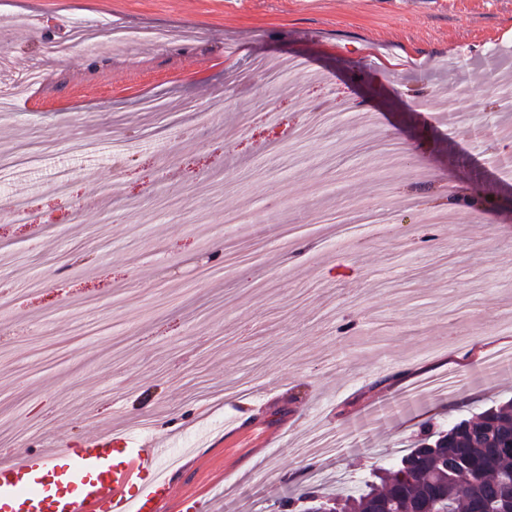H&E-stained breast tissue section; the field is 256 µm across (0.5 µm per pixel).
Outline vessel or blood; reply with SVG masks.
I'll list each match as a JSON object with an SVG mask.
<instances>
[{
    "mask_svg": "<svg viewBox=\"0 0 512 512\" xmlns=\"http://www.w3.org/2000/svg\"><path fill=\"white\" fill-rule=\"evenodd\" d=\"M157 445L109 427L80 442L0 455V512H161L172 494Z\"/></svg>",
    "mask_w": 512,
    "mask_h": 512,
    "instance_id": "b4317fda",
    "label": "vessel or blood"
}]
</instances>
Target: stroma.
<instances>
[{"instance_id":"obj_1","label":"stroma","mask_w":512,"mask_h":512,"mask_svg":"<svg viewBox=\"0 0 512 512\" xmlns=\"http://www.w3.org/2000/svg\"><path fill=\"white\" fill-rule=\"evenodd\" d=\"M79 26L96 53L42 55ZM116 26L181 38L124 50ZM289 57L306 69L207 114L229 71ZM503 91L512 0H0V207L60 224L62 167L80 205L58 232L0 222V436L125 425L164 443L165 512H281L311 473L358 481L512 399V370L407 391L512 346V208L448 202L476 181L512 198ZM258 97L276 121L238 132ZM358 204L386 230L345 235ZM322 431L337 454H301ZM461 385V379L453 373L443 375L438 378H433L419 385L413 390L415 394L421 395H437L440 393H447L449 396H454L457 388Z\"/></svg>"}]
</instances>
